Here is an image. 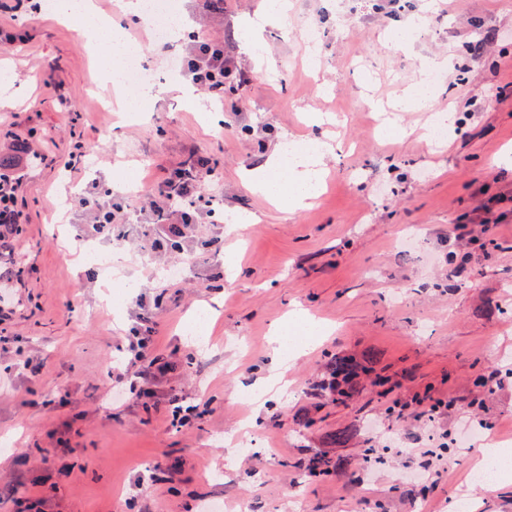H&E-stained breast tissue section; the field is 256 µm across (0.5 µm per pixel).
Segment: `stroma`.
I'll return each instance as SVG.
<instances>
[{
    "label": "stroma",
    "mask_w": 512,
    "mask_h": 512,
    "mask_svg": "<svg viewBox=\"0 0 512 512\" xmlns=\"http://www.w3.org/2000/svg\"><path fill=\"white\" fill-rule=\"evenodd\" d=\"M0 1V26L23 37L0 46V69L25 76L13 108L0 109V142L47 141L19 189L22 232L0 249V276L12 285V314L0 323V442L10 446L0 451V512H28L35 498L43 512H452L460 497L467 512H512V482L472 484L475 460L455 444L464 427L512 422V215L496 244L455 239L483 196L512 186V99L496 100L512 80V0H456L444 18L436 0H401L394 12L386 0H290L254 57L240 41L265 0H224L219 10L178 0L183 35L144 39L147 23L123 22L160 78L135 120L113 104L105 58L87 50L80 23L32 11L29 0ZM311 28L321 34L312 47ZM492 28L498 42L469 64ZM193 32L223 41L250 77L212 102L215 124L182 99L173 71ZM431 67L442 80L428 107L390 111ZM448 110L456 121L433 143L431 115ZM329 138L345 149L324 155L327 175L308 207L282 211L241 176L275 149ZM79 145L87 161L66 172ZM199 156L214 169L205 189L224 210L204 219L202 235L223 234L224 250L205 265L181 254L178 280L166 270L175 258L132 254V242L148 191ZM115 179L139 183L112 191L131 218L125 239L76 241V198ZM231 216L247 227L227 232ZM408 233L424 253L401 248ZM115 247L132 278L121 294L86 260ZM141 294L163 297L156 353L174 362L171 385L198 406L194 429L166 428L162 411L141 401L108 400ZM296 306L306 322L291 321ZM282 325L318 334L288 364L293 396L268 399L257 414L249 394ZM338 355L374 357L399 389L336 401L320 385ZM29 358L40 372L24 368ZM493 371L497 386H477ZM428 390L455 406L433 422L388 416L394 399ZM347 427L345 447H329ZM441 445L451 464L438 477L422 460ZM317 454L339 470L306 476L302 465ZM163 466L180 473L162 480Z\"/></svg>",
    "instance_id": "stroma-1"
}]
</instances>
